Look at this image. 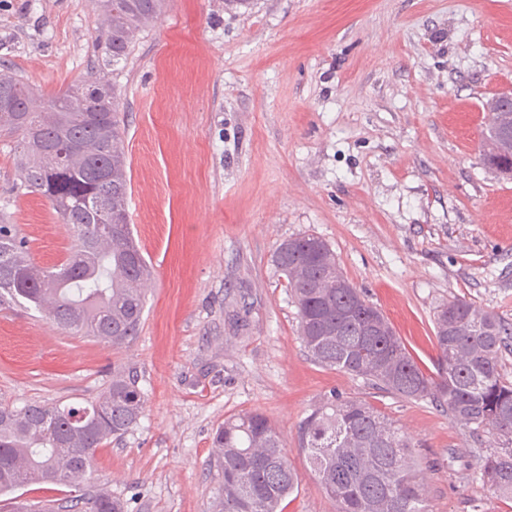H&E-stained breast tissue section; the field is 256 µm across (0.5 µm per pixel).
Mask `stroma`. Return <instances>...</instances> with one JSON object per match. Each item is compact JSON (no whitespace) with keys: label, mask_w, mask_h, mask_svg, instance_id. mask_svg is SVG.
Returning <instances> with one entry per match:
<instances>
[{"label":"stroma","mask_w":512,"mask_h":512,"mask_svg":"<svg viewBox=\"0 0 512 512\" xmlns=\"http://www.w3.org/2000/svg\"><path fill=\"white\" fill-rule=\"evenodd\" d=\"M105 26L96 0H0V62L51 96L87 77ZM112 81L152 267L138 336L115 348L0 310V403L82 406L134 373L144 413L89 475L127 512H210L212 434L250 411L299 476L283 512H336L297 448L333 395L422 441L431 512H512L474 478L492 434L315 363L273 263L281 241L320 237L431 374L448 300L512 323V179L482 161L484 104L512 88V0H167ZM16 181L0 144V219L34 264H60L72 232Z\"/></svg>","instance_id":"1"}]
</instances>
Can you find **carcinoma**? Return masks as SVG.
<instances>
[{
    "label": "carcinoma",
    "instance_id": "carcinoma-1",
    "mask_svg": "<svg viewBox=\"0 0 512 512\" xmlns=\"http://www.w3.org/2000/svg\"><path fill=\"white\" fill-rule=\"evenodd\" d=\"M165 0H99L107 21L90 76L52 94L39 108L10 68L0 71V142L11 146L18 189L36 192L71 226L75 245L52 269L29 259L13 224H0V310L32 308L66 333L122 347L138 335L150 264L129 223L124 114L109 74L127 60ZM484 140L488 168L512 169V112L490 100ZM112 218L110 231L100 224ZM274 262L297 309L302 342L314 362L367 380L406 400H430L478 432L496 435L479 454L476 478L512 499V380L502 351L512 325L453 299L434 315L437 372L425 373L382 312L339 274L329 246L313 234L278 245ZM145 396L137 377L112 371L85 406L30 402L0 406V512H36L15 492L37 485L74 493L62 512H125L104 487L84 491L98 448L137 424ZM420 444L362 399L334 397L301 422L298 449L337 512H430ZM217 487L211 512H282L298 487L280 436L259 412L224 419L212 437Z\"/></svg>",
    "mask_w": 512,
    "mask_h": 512
}]
</instances>
